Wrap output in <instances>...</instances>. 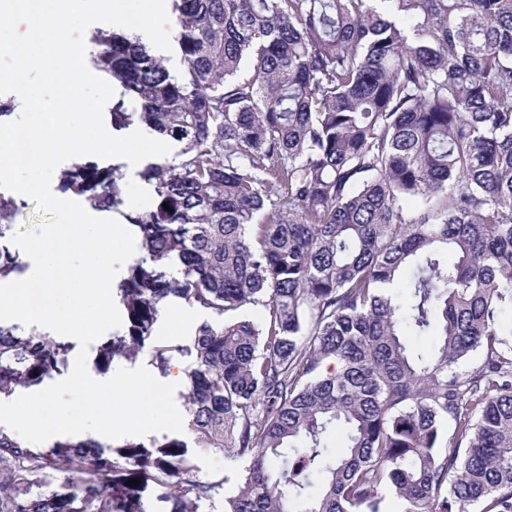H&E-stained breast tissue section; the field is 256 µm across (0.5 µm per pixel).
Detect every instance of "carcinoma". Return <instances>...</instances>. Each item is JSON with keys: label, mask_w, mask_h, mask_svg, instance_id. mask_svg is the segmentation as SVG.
Listing matches in <instances>:
<instances>
[{"label": "carcinoma", "mask_w": 512, "mask_h": 512, "mask_svg": "<svg viewBox=\"0 0 512 512\" xmlns=\"http://www.w3.org/2000/svg\"><path fill=\"white\" fill-rule=\"evenodd\" d=\"M182 68L121 29L95 38L112 128L180 145L140 172L127 329L95 367L180 364L191 442L48 450L0 428V512H512V0H172ZM124 173L80 161L62 191L124 204ZM170 210H165V207ZM15 199L0 196V240ZM23 270L0 245V280ZM212 317L147 344L169 301ZM260 307V323L240 316ZM408 336H435L428 352ZM69 343L0 323V398L66 364ZM454 424L448 431V424ZM343 427L347 444L331 440ZM69 473L43 489L46 470ZM139 480L113 491L116 478ZM198 464L197 475L200 479H207L213 475L228 477L224 483V496H231L236 488L235 480L239 472V463H230L225 459L224 453L216 451H203L194 448ZM141 495L147 512H170L172 510L173 501L169 496L168 489L150 483Z\"/></svg>", "instance_id": "obj_1"}]
</instances>
